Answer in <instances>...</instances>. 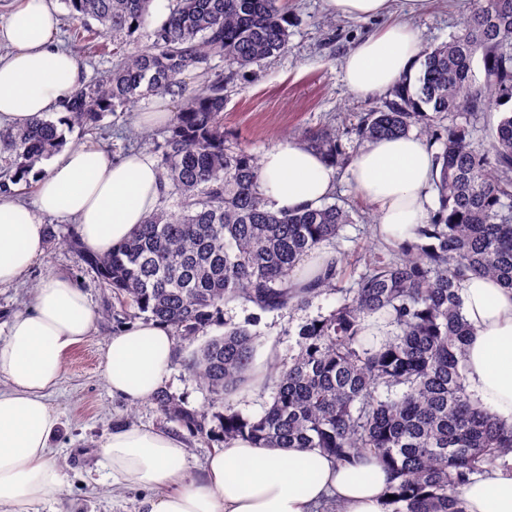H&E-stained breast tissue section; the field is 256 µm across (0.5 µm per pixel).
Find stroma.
<instances>
[{"instance_id": "35a3bbf8", "label": "stroma", "mask_w": 512, "mask_h": 512, "mask_svg": "<svg viewBox=\"0 0 512 512\" xmlns=\"http://www.w3.org/2000/svg\"><path fill=\"white\" fill-rule=\"evenodd\" d=\"M292 20L288 48L275 57L234 74L224 83V130L229 142L260 155L285 141L303 142L307 132L335 129L344 151L356 153L349 129L359 116L382 104L385 93L366 97L352 94L344 81L343 59L357 44L381 29V18L353 20L329 12L325 0H281ZM475 7V0H431L429 7L410 16L423 47L448 42ZM180 95L140 99L126 112L106 114L95 140L113 156L124 153L125 143L149 157H156L157 136H144L140 121L145 112H176ZM333 194L349 210L347 225L330 250L352 253L375 243L373 222L376 207L360 196L348 181V171H335ZM51 273L70 277L84 288L94 311L91 333L71 350L61 379L48 402L59 415L50 459L66 480L40 505L39 512H139L143 491L128 489L114 495L99 455L100 444L115 428L144 424L177 432L155 401L129 404L112 395L103 376L111 336L122 327L137 323V316L124 315L119 303L95 270L81 262L76 251L62 244L47 249L45 258L19 283L0 288V342L7 336V323L16 313L31 307L37 285ZM336 306L335 296H321L305 308L264 312L254 306L230 302L224 306L222 323L210 327L197 343L222 335L225 324L243 325L260 336L255 364L265 370L270 358L287 359L296 349L301 326L326 315ZM187 352L177 348L176 358L164 384L187 408L206 410L210 396L185 369Z\"/></svg>"}]
</instances>
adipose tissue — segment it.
<instances>
[{
	"mask_svg": "<svg viewBox=\"0 0 512 512\" xmlns=\"http://www.w3.org/2000/svg\"><path fill=\"white\" fill-rule=\"evenodd\" d=\"M52 0H22L0 24V123L19 126L34 116L58 114L64 99L86 81L80 57L54 40ZM422 53L416 30L396 23L363 39L345 58L349 91L368 96L412 74ZM435 154L407 135L372 140L356 154L350 180L373 202L385 235L411 238L426 221ZM35 206L0 194V287L20 281L45 255V217L71 216L81 244L105 254L128 239L153 211L164 182L154 161L135 153L112 157L83 145L65 148L36 178ZM334 170L317 152L294 142L261 157L260 191L274 211L314 207L333 190ZM472 328L466 384L474 398L512 422V290L473 276L460 290ZM94 313L86 293L69 277L49 275L31 308L12 317L0 342V512H34L64 483L50 461L59 425L45 396L55 388L63 359L89 336ZM175 356L174 338L156 321L112 336L104 378L113 394L135 404L152 399ZM101 456L116 489L147 495L140 512H315L335 499L343 512H384L390 483L380 463L341 466L306 448H261L237 438L214 449L201 475L191 474L183 441L153 426L115 429ZM465 512H512V465H497L464 485Z\"/></svg>",
	"mask_w": 512,
	"mask_h": 512,
	"instance_id": "adipose-tissue-1",
	"label": "adipose tissue"
}]
</instances>
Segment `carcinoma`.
<instances>
[{"mask_svg": "<svg viewBox=\"0 0 512 512\" xmlns=\"http://www.w3.org/2000/svg\"><path fill=\"white\" fill-rule=\"evenodd\" d=\"M66 3L80 24L64 41L116 62L104 79L70 94L59 122L35 117L0 133L11 169L0 193L31 186L35 164L65 142L59 126L92 136L106 113L175 93L186 71H206L214 57L243 71L283 52L291 25L280 0H173L152 46L132 50L152 0ZM511 101L512 0H476L459 33L425 54L416 80L403 79L355 128L363 143L406 136L422 121L418 136L442 141L433 181L438 209L418 240L360 256L359 274L340 252L298 284L304 257L338 238L352 216L325 200L292 212L268 209L258 190L260 158L225 144L224 74L206 77L173 113L160 145L167 191L159 207L112 252L84 251L81 260L122 307L166 324L188 345L232 301L275 311L333 294L337 304L302 326L296 354L268 362L262 376L256 335L225 327L184 359L214 411L189 409L161 390L154 400L165 417L193 436L246 435L267 448L318 449L343 465L374 457L393 473L385 512H465L462 485L512 454V424L466 390L472 330L459 293L473 274L512 289V110L486 130L487 146H476L480 115ZM461 111L469 115L464 124L455 120ZM306 145L334 167L350 159L337 133L324 130ZM257 384L272 396L253 418L235 408L233 396Z\"/></svg>", "mask_w": 512, "mask_h": 512, "instance_id": "cac0c4a2", "label": "carcinoma"}]
</instances>
